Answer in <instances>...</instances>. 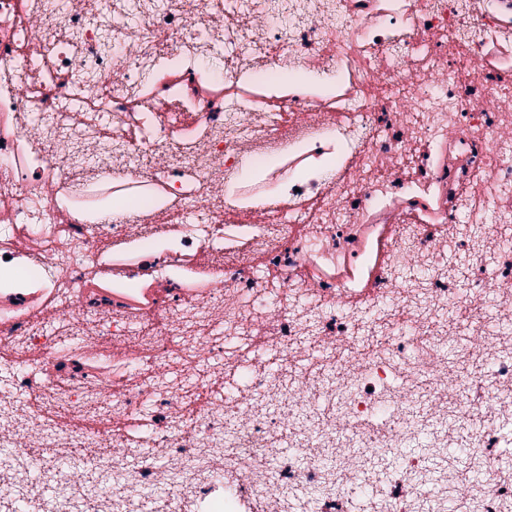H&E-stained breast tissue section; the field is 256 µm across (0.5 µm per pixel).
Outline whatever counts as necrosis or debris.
<instances>
[{
	"label": "necrosis or debris",
	"instance_id": "obj_1",
	"mask_svg": "<svg viewBox=\"0 0 512 512\" xmlns=\"http://www.w3.org/2000/svg\"><path fill=\"white\" fill-rule=\"evenodd\" d=\"M2 274L0 356L41 373L0 403L26 512H347L358 470L373 512H512V0H0ZM237 336L282 370L204 398ZM420 440L443 483L388 477ZM157 407L151 404L144 405L140 413L134 420V423L127 427V434L131 442L141 444L147 436L148 430L152 425V420L157 412Z\"/></svg>",
	"mask_w": 512,
	"mask_h": 512
}]
</instances>
